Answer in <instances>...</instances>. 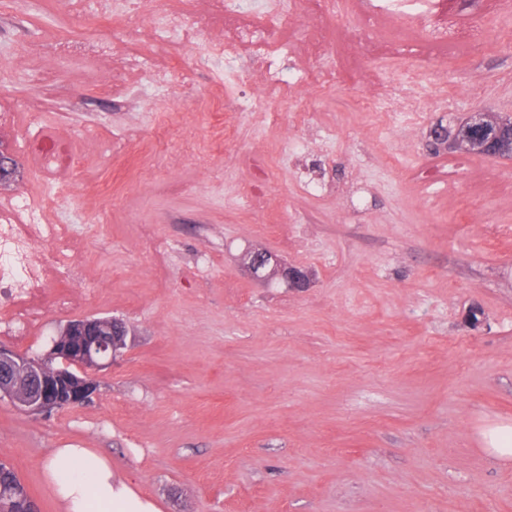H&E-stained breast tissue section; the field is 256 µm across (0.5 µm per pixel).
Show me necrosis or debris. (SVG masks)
I'll return each mask as SVG.
<instances>
[{
    "instance_id": "1",
    "label": "necrosis or debris",
    "mask_w": 512,
    "mask_h": 512,
    "mask_svg": "<svg viewBox=\"0 0 512 512\" xmlns=\"http://www.w3.org/2000/svg\"><path fill=\"white\" fill-rule=\"evenodd\" d=\"M352 5L353 0H307L302 10L298 0H260L256 6L248 0H213L215 11L224 16L226 32L209 37L194 64L220 74L240 52L285 51L288 38L304 32L311 15L327 9L361 32L357 51L367 59L399 53L401 40L409 33L414 34V45L421 53L442 43L469 51L480 45L495 12L492 0H485L460 26L443 27L431 22L428 0H382L375 14L354 12ZM93 9L101 18L135 14L143 27L171 45L185 42L200 26L195 13L174 16L154 9L150 0H93ZM115 79L124 80L134 98L151 104L169 101L167 68L145 64L139 56L120 55L102 91H109ZM33 208L23 192L0 202V310L10 314L0 326L19 339L25 338L28 327L37 324L48 307L62 309L70 304V296L52 291L58 275L73 281L81 277L80 263L60 245L57 225L30 222Z\"/></svg>"
}]
</instances>
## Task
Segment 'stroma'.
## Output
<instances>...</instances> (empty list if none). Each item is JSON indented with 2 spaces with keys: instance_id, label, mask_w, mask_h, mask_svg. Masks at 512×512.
<instances>
[{
  "instance_id": "obj_1",
  "label": "stroma",
  "mask_w": 512,
  "mask_h": 512,
  "mask_svg": "<svg viewBox=\"0 0 512 512\" xmlns=\"http://www.w3.org/2000/svg\"><path fill=\"white\" fill-rule=\"evenodd\" d=\"M1 11L22 25L0 47V113L17 118L0 148L24 160L51 124L75 155L68 211L41 221L64 225L85 291L60 281L70 306L0 341L40 356L73 319L130 329L92 402L32 415L0 400V462L39 512H60L56 448L108 455L160 512H512V460L483 440L512 425V160L433 140L475 111L512 117V17L475 55L327 54L336 83L266 89L261 112L234 111L252 93L234 71L189 69L197 38L143 33L120 47L171 72L169 109L151 112L122 84L99 93L108 54L15 76L27 43L103 41L127 19L95 18L91 0ZM255 248L307 269L309 288L250 278Z\"/></svg>"
}]
</instances>
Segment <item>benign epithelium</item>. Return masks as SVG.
<instances>
[{
	"label": "benign epithelium",
	"instance_id": "benign-epithelium-1",
	"mask_svg": "<svg viewBox=\"0 0 512 512\" xmlns=\"http://www.w3.org/2000/svg\"><path fill=\"white\" fill-rule=\"evenodd\" d=\"M501 134L485 114L474 112L451 134L446 128L438 129L436 140L463 153L481 155L498 145ZM277 271L290 288L310 285V273L304 268L279 265ZM126 336L127 329L118 319L86 317L60 329L44 361L0 344V399L6 397L31 414L82 406L98 391L93 370L120 356Z\"/></svg>",
	"mask_w": 512,
	"mask_h": 512
}]
</instances>
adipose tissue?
Instances as JSON below:
<instances>
[{
	"label": "adipose tissue",
	"mask_w": 512,
	"mask_h": 512,
	"mask_svg": "<svg viewBox=\"0 0 512 512\" xmlns=\"http://www.w3.org/2000/svg\"><path fill=\"white\" fill-rule=\"evenodd\" d=\"M45 476L62 512H158L126 482L115 480L111 460L93 448H58Z\"/></svg>",
	"instance_id": "adipose-tissue-1"
}]
</instances>
